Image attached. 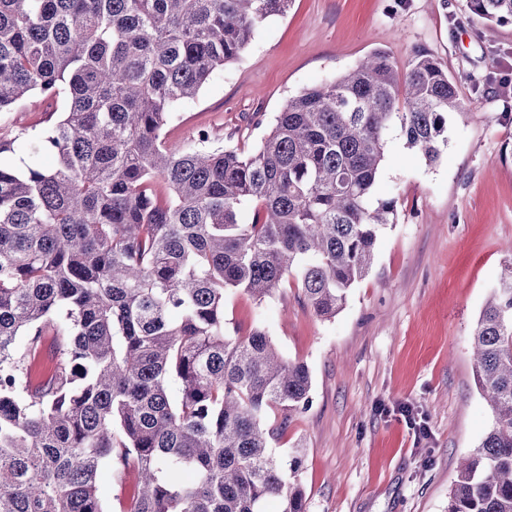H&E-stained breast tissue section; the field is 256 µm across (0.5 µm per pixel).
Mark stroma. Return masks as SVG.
I'll list each match as a JSON object with an SVG mask.
<instances>
[{"label": "stroma", "instance_id": "1", "mask_svg": "<svg viewBox=\"0 0 512 512\" xmlns=\"http://www.w3.org/2000/svg\"><path fill=\"white\" fill-rule=\"evenodd\" d=\"M377 49L401 66L419 49L439 59L470 116L449 117L432 163L389 134L376 195L395 200L396 220L336 317H317L289 283L261 303L228 294L225 318L243 334L262 325L309 367L311 406L271 445L281 457L303 444L308 512H447L459 460L493 422L471 334L512 259V22L487 32L467 0H292L176 107L167 141L204 125L214 145L251 151L289 97ZM56 110L32 95L1 113L0 140L17 151L0 163L49 165L21 134Z\"/></svg>", "mask_w": 512, "mask_h": 512}]
</instances>
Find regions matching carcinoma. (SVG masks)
Returning <instances> with one entry per match:
<instances>
[{"label":"carcinoma","instance_id":"1","mask_svg":"<svg viewBox=\"0 0 512 512\" xmlns=\"http://www.w3.org/2000/svg\"><path fill=\"white\" fill-rule=\"evenodd\" d=\"M291 2L0 0V113L64 101L31 134L56 167L0 164V512H106V462L136 477L127 512H308L303 446L269 448L308 408L310 370L261 326L226 335V294L260 304L291 277L336 316L396 218L375 199L387 134L434 162L466 108L438 59L374 50L289 98L254 152L211 146L206 127L169 147L174 106ZM468 7L512 20V0ZM49 330L54 370L35 386ZM472 348L493 424L448 512H512V261Z\"/></svg>","mask_w":512,"mask_h":512}]
</instances>
